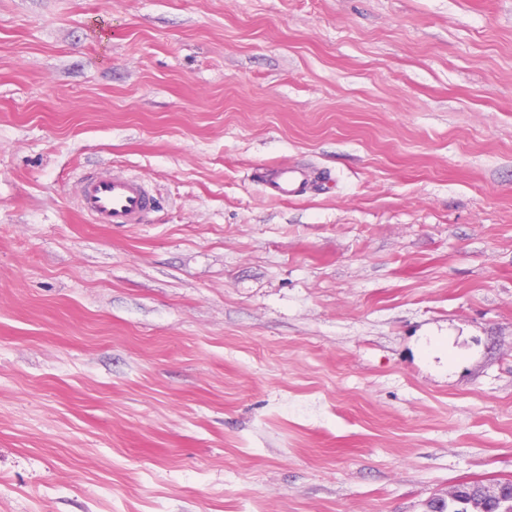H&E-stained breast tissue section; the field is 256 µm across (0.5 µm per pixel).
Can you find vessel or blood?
<instances>
[{"label":"vessel or blood","mask_w":512,"mask_h":512,"mask_svg":"<svg viewBox=\"0 0 512 512\" xmlns=\"http://www.w3.org/2000/svg\"><path fill=\"white\" fill-rule=\"evenodd\" d=\"M77 205L97 224H140L154 199L140 179L116 175L84 180Z\"/></svg>","instance_id":"vessel-or-blood-1"}]
</instances>
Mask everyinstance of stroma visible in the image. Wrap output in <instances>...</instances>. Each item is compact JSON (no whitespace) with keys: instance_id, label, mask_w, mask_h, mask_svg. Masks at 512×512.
<instances>
[{"instance_id":"1","label":"stroma","mask_w":512,"mask_h":512,"mask_svg":"<svg viewBox=\"0 0 512 512\" xmlns=\"http://www.w3.org/2000/svg\"><path fill=\"white\" fill-rule=\"evenodd\" d=\"M507 479L512 0H0V512ZM77 205L95 224H141L154 199L140 179L116 175L84 180Z\"/></svg>"}]
</instances>
